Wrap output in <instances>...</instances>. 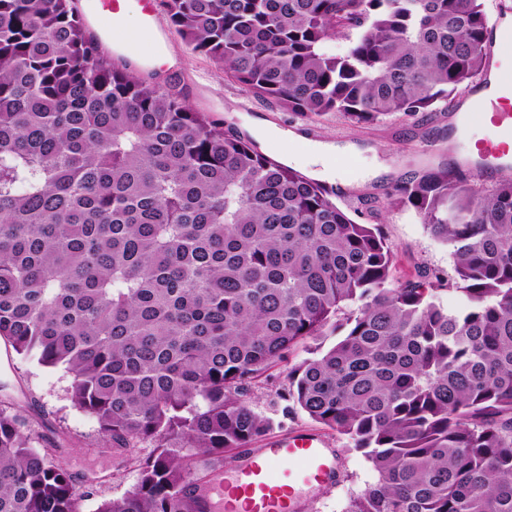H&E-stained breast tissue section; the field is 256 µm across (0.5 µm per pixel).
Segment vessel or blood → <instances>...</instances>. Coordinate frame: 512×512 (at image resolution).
<instances>
[{
	"label": "vessel or blood",
	"instance_id": "obj_1",
	"mask_svg": "<svg viewBox=\"0 0 512 512\" xmlns=\"http://www.w3.org/2000/svg\"><path fill=\"white\" fill-rule=\"evenodd\" d=\"M500 95L476 100L474 118L494 130L496 138L478 148L477 158L490 161L512 154V70L498 74ZM339 475L334 449L319 434H286L255 449L246 464L236 469L224 501L225 512H298L300 493L325 485Z\"/></svg>",
	"mask_w": 512,
	"mask_h": 512
}]
</instances>
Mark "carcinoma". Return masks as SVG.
<instances>
[{
  "instance_id": "1",
  "label": "carcinoma",
  "mask_w": 512,
  "mask_h": 512,
  "mask_svg": "<svg viewBox=\"0 0 512 512\" xmlns=\"http://www.w3.org/2000/svg\"><path fill=\"white\" fill-rule=\"evenodd\" d=\"M257 99L367 125L432 112L487 64L483 0H163ZM349 41L336 54L328 41ZM442 163L393 188L448 246L459 309L337 192L134 75L72 0H0V340L72 378L138 478L96 512H218L201 456L273 428L249 386L315 337L284 399L377 473L346 512H512V178ZM0 409V512H83L75 476Z\"/></svg>"
}]
</instances>
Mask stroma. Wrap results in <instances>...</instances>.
Masks as SVG:
<instances>
[{"label": "stroma", "mask_w": 512, "mask_h": 512, "mask_svg": "<svg viewBox=\"0 0 512 512\" xmlns=\"http://www.w3.org/2000/svg\"><path fill=\"white\" fill-rule=\"evenodd\" d=\"M135 56L143 69H159L161 79L176 78L191 106L219 120L227 131L247 132L246 120L252 117L305 140L353 145L352 175L374 170L378 176L350 186L336 203L360 223L382 225L394 254L393 283L417 279L424 269L454 278L448 248L431 236L413 210L391 204L390 194L410 172L447 158L467 157L471 142L488 137L483 124L452 107L414 116L392 114L372 125H355L336 113L303 117L247 94L225 78L222 64L192 52L175 34L161 41L142 39ZM315 346L310 340L292 348L281 363L253 382L250 397L254 410L272 419L273 435L313 431L324 436L340 457L341 478L306 491L302 512H345L351 497L376 479L370 461L347 437L289 408L282 397L289 368L308 358ZM70 385L63 369L22 358L0 340V408L20 415L34 447L52 449L56 463L75 474L76 487L85 496L84 512H95L100 501L121 497L132 488L137 471L130 457L147 455L150 446L143 443L134 451L105 447L96 420L73 406Z\"/></svg>", "instance_id": "stroma-1"}]
</instances>
